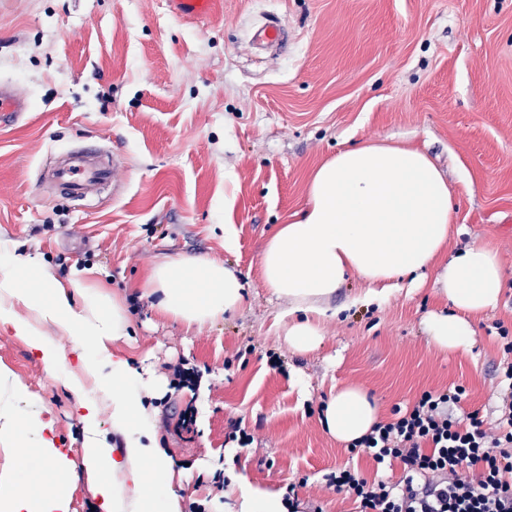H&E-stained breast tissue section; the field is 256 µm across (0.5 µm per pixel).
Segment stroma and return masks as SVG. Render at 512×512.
Segmentation results:
<instances>
[{
	"mask_svg": "<svg viewBox=\"0 0 512 512\" xmlns=\"http://www.w3.org/2000/svg\"><path fill=\"white\" fill-rule=\"evenodd\" d=\"M271 19L286 42L253 44ZM0 85L28 102L23 119L0 127V243L62 280L92 270L124 300L136 340L114 341L112 353L142 367L161 443L196 476L186 501L224 503L231 469L324 512H357L327 476L349 465L396 479L401 467L325 431L319 409L345 384L375 397L385 422L423 391L460 386L458 415L493 427L512 367V287L475 317L468 351L429 344L424 322L448 308L437 274L472 244L494 247L512 280V0H222L192 21L168 0H0ZM382 139L422 150L446 178L457 205L448 252L414 291L328 317L320 350L292 353L278 337L286 306L262 283V248L305 208L316 168ZM90 143L123 159L120 197L108 186L92 202L41 191L50 162ZM164 256L235 268L244 307L185 330L145 295ZM180 361L196 384L171 385ZM0 367L43 408L80 473L71 512H96L85 432L63 384L74 355L47 365L0 326ZM185 409L196 415L191 436L175 430ZM235 425L251 445L229 440Z\"/></svg>",
	"mask_w": 512,
	"mask_h": 512,
	"instance_id": "stroma-1",
	"label": "stroma"
}]
</instances>
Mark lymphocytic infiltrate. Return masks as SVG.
I'll use <instances>...</instances> for the list:
<instances>
[{"instance_id":"obj_1","label":"lymphocytic infiltrate","mask_w":512,"mask_h":512,"mask_svg":"<svg viewBox=\"0 0 512 512\" xmlns=\"http://www.w3.org/2000/svg\"><path fill=\"white\" fill-rule=\"evenodd\" d=\"M506 377L497 433L477 415L454 416L463 388L429 391L357 443L377 463L399 462L398 481H371L344 467L328 476L327 488L352 495L359 512H512V372Z\"/></svg>"}]
</instances>
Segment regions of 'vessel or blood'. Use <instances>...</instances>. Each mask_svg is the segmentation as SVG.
<instances>
[{"instance_id":"vessel-or-blood-1","label":"vessel or blood","mask_w":512,"mask_h":512,"mask_svg":"<svg viewBox=\"0 0 512 512\" xmlns=\"http://www.w3.org/2000/svg\"><path fill=\"white\" fill-rule=\"evenodd\" d=\"M217 0H170L176 12L189 18L211 15ZM27 109L26 100L14 91L0 88V124L18 121ZM118 157L107 156L99 147L89 145L67 155L47 171L48 184L74 200L97 194L102 185L117 183Z\"/></svg>"}]
</instances>
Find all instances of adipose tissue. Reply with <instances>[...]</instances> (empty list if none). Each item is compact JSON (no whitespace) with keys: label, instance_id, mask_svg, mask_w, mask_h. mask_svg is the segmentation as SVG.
<instances>
[{"label":"adipose tissue","instance_id":"adipose-tissue-1","mask_svg":"<svg viewBox=\"0 0 512 512\" xmlns=\"http://www.w3.org/2000/svg\"><path fill=\"white\" fill-rule=\"evenodd\" d=\"M454 217L443 175L419 149L376 141L337 152L313 173L301 215L279 225L261 251L263 285L287 305L282 343L297 354L316 352L325 340L329 303L351 277L368 283L357 298L364 305L384 303L405 278L422 277L447 249ZM436 282L450 308L427 318L428 341L444 351H467L476 334L474 316L494 308L507 284L498 254L485 244L470 246L449 260ZM145 289L160 313L189 330L234 315L246 297L234 268L206 258H164ZM0 324L25 337L51 366L64 357L53 335L72 339L82 374L64 384L85 430L98 512H117L121 480L134 486L137 512H183L182 492L193 477L174 471L161 447L153 416L142 404L141 373L110 352L131 327L121 300L94 288L87 272L61 280L30 255L1 245ZM87 377L93 389H86ZM97 390L111 400L113 428L126 435L122 449L111 448L98 433ZM379 415L378 402L349 384L328 397L322 423L336 442L349 446L371 431ZM0 442L12 446L17 470L38 456L42 473L58 485L42 497L30 482L0 479V512H69L79 476L39 413L0 405Z\"/></svg>","mask_w":512,"mask_h":512}]
</instances>
